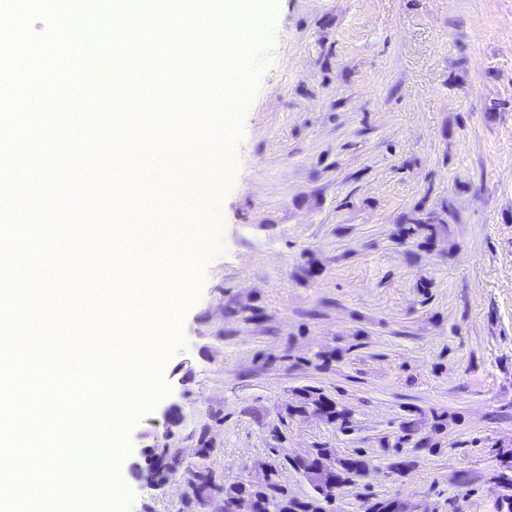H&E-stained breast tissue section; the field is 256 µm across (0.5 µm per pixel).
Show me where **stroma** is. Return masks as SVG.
I'll use <instances>...</instances> for the list:
<instances>
[{"instance_id":"obj_1","label":"stroma","mask_w":512,"mask_h":512,"mask_svg":"<svg viewBox=\"0 0 512 512\" xmlns=\"http://www.w3.org/2000/svg\"><path fill=\"white\" fill-rule=\"evenodd\" d=\"M235 63L248 98L224 160L186 170L143 141L125 186L136 211L95 210L102 275L61 288L39 257L29 283L68 304L138 289L112 266L132 235L192 214L153 285L183 316L166 388L125 420L116 512H181L186 471L258 485L288 458L362 451L326 512L368 500L403 512H512V0H255ZM434 230L405 235L416 219ZM317 388L340 424L301 411ZM179 409L172 420L170 409ZM179 467L148 487L152 449Z\"/></svg>"}]
</instances>
